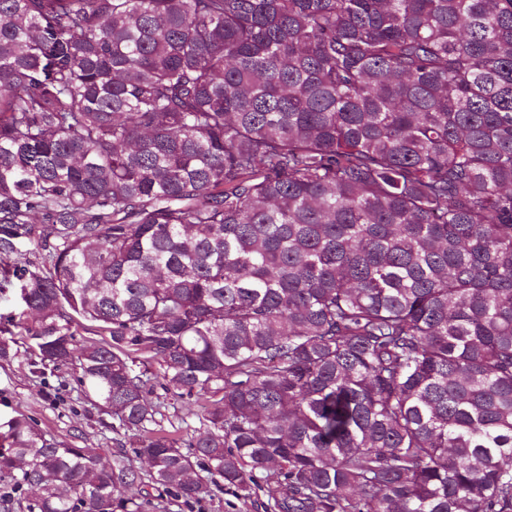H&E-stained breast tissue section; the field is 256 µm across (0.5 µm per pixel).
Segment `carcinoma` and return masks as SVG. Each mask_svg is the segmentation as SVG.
Returning <instances> with one entry per match:
<instances>
[{
	"mask_svg": "<svg viewBox=\"0 0 512 512\" xmlns=\"http://www.w3.org/2000/svg\"><path fill=\"white\" fill-rule=\"evenodd\" d=\"M10 289L149 467L19 413L28 512H512V0H0ZM157 396L160 398L157 399ZM149 398L154 402L161 403L162 425L173 436L187 440V434L190 437L193 431L199 428L202 410L200 404L194 398L174 399L165 396L159 387ZM153 499L162 497L169 501L168 512H263L253 505V499L238 498L234 493L221 489L215 492L212 500L202 503L184 502L183 499L175 500L166 489L156 486L146 487Z\"/></svg>",
	"mask_w": 512,
	"mask_h": 512,
	"instance_id": "obj_1",
	"label": "carcinoma"
}]
</instances>
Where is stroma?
<instances>
[{
	"label": "stroma",
	"instance_id": "stroma-1",
	"mask_svg": "<svg viewBox=\"0 0 512 512\" xmlns=\"http://www.w3.org/2000/svg\"><path fill=\"white\" fill-rule=\"evenodd\" d=\"M32 352L24 342L13 344L8 359H0V426L21 411L31 417L48 436L78 448L101 449L111 458L123 435L112 430V418L87 402L81 393L73 367L45 374L32 372ZM162 424L173 436L186 437L200 426L202 410L192 398L160 396ZM152 498L168 502V512H257L252 500L242 499L221 489L212 500L194 503L173 499L161 487H150Z\"/></svg>",
	"mask_w": 512,
	"mask_h": 512
}]
</instances>
